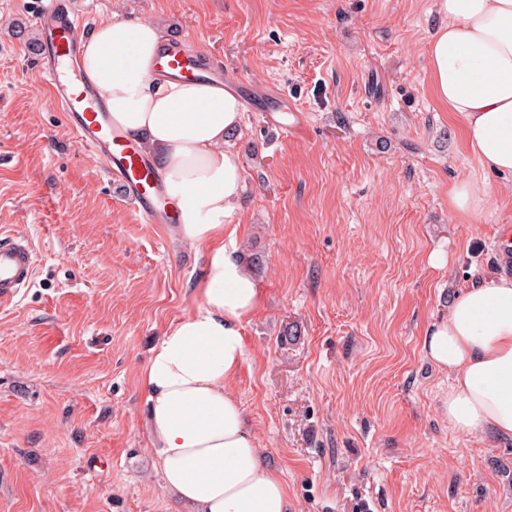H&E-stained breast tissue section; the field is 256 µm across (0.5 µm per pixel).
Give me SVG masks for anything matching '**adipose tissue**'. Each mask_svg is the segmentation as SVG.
<instances>
[{
  "label": "adipose tissue",
  "mask_w": 512,
  "mask_h": 512,
  "mask_svg": "<svg viewBox=\"0 0 512 512\" xmlns=\"http://www.w3.org/2000/svg\"><path fill=\"white\" fill-rule=\"evenodd\" d=\"M437 10L448 22L429 43L432 91L462 119L479 166L512 175V0H437ZM164 39L160 23L106 18L80 55L113 123L157 158L179 207L178 238L205 252L200 305L165 329L141 373L153 452L164 489L191 512H288L286 487L227 389L242 363V327L263 303L257 281L224 248L243 191L240 159L226 143L243 106L224 84L157 76ZM448 203L468 219L496 199L470 182L450 188ZM421 349L452 376L453 429L512 439V275L460 288Z\"/></svg>",
  "instance_id": "adipose-tissue-1"
}]
</instances>
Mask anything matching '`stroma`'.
Returning <instances> with one entry per match:
<instances>
[{"label":"stroma","mask_w":512,"mask_h":512,"mask_svg":"<svg viewBox=\"0 0 512 512\" xmlns=\"http://www.w3.org/2000/svg\"><path fill=\"white\" fill-rule=\"evenodd\" d=\"M40 2L0 0V232L39 260L33 287L0 303V512H183L154 464L140 371L198 306L205 256L141 223L74 143L27 45ZM76 2L87 28L161 22L228 82L304 110L307 132L286 136L279 113L245 108L224 240L264 260L228 389L290 512H512V439L451 428L450 377L421 350L467 278L504 267L512 234V176L481 170L431 90L436 0ZM478 179L498 204L461 220L448 189Z\"/></svg>","instance_id":"stroma-1"}]
</instances>
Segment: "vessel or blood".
<instances>
[{
    "label": "vessel or blood",
    "instance_id": "vessel-or-blood-1",
    "mask_svg": "<svg viewBox=\"0 0 512 512\" xmlns=\"http://www.w3.org/2000/svg\"><path fill=\"white\" fill-rule=\"evenodd\" d=\"M39 34V63L49 77L51 101L63 112L75 142L93 153L108 179L117 181L125 197L147 224H173L177 213L171 205L163 179L154 164L142 154L138 143L112 123L109 111L78 65L87 36L74 0H43L34 15ZM160 71L179 80L216 79L224 70L202 53L188 52L182 39L168 40L161 49ZM248 99H259L263 111L284 112L281 131L299 133L305 128L296 105L286 95L258 98L256 87L239 81ZM38 262L32 242L25 237L0 234V301H10L31 287Z\"/></svg>",
    "mask_w": 512,
    "mask_h": 512
}]
</instances>
